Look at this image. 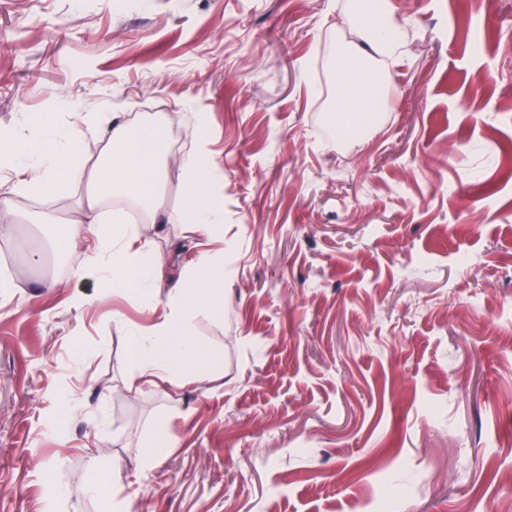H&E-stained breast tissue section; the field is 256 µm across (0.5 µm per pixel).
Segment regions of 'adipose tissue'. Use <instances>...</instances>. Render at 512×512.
I'll return each instance as SVG.
<instances>
[{"label":"adipose tissue","mask_w":512,"mask_h":512,"mask_svg":"<svg viewBox=\"0 0 512 512\" xmlns=\"http://www.w3.org/2000/svg\"><path fill=\"white\" fill-rule=\"evenodd\" d=\"M352 20L369 36L367 48L341 54L334 70L336 105L352 115L369 114L375 98L380 97L379 77L367 63L371 49L380 44L373 17L364 7H357ZM84 123L90 133L106 138L110 150L87 173L90 190L79 201L78 218L61 225L56 242L59 249L73 248L77 240L92 237L94 249L109 282L110 293L134 288L146 303L164 299L166 313L148 335L129 338L127 373L130 379L154 385L169 379L174 367L192 363L194 378L207 381L216 366L186 322L188 312L198 306L216 311L224 309V270L214 254L201 253L187 286L161 294L163 267L159 253L145 234L146 225L164 223L167 208L159 191L163 172V154L158 130L142 122L139 130L101 114H89ZM195 152L187 166V180L181 196V208L190 231L214 233L224 218V198L208 185L210 160L207 154L209 128L199 122ZM0 158L16 172L14 190L49 195L62 186L66 176L77 172L80 158L71 130L58 128L50 136L17 139L0 135ZM134 200L143 206L146 225L115 224L104 226L103 206L112 198Z\"/></svg>","instance_id":"obj_1"}]
</instances>
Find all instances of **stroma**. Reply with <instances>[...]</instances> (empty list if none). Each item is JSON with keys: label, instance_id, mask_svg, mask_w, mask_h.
Returning <instances> with one entry per match:
<instances>
[{"label": "stroma", "instance_id": "1", "mask_svg": "<svg viewBox=\"0 0 512 512\" xmlns=\"http://www.w3.org/2000/svg\"><path fill=\"white\" fill-rule=\"evenodd\" d=\"M355 0H0V130L134 123L182 133L165 168V288L224 260V314L190 312L218 360L129 385L128 335L157 316L115 297L92 242L54 253L86 184L8 194L0 238V512H105L98 445L130 512H512V0H392L387 92L360 138L320 134L326 40ZM81 99L72 111L68 98ZM209 123L224 232L186 230L182 158ZM178 437L137 456L157 418ZM53 478L60 495L43 494ZM120 468V461L114 457L110 466L96 467L88 483V493L99 499H108L112 492V476L114 477V473L120 471Z\"/></svg>", "mask_w": 512, "mask_h": 512}]
</instances>
